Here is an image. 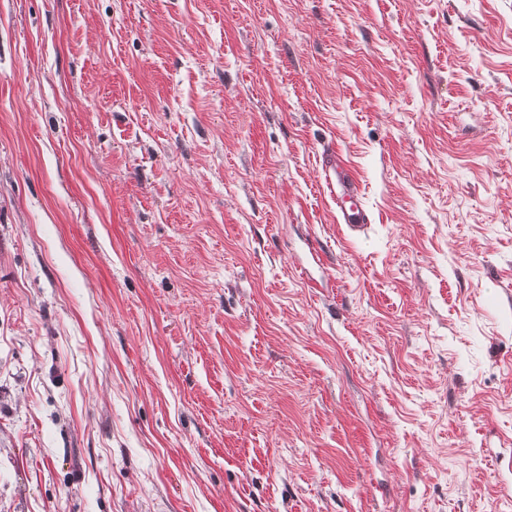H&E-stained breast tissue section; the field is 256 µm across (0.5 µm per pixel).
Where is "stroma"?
Wrapping results in <instances>:
<instances>
[{"mask_svg": "<svg viewBox=\"0 0 512 512\" xmlns=\"http://www.w3.org/2000/svg\"><path fill=\"white\" fill-rule=\"evenodd\" d=\"M0 512H512V0H0ZM323 154L324 176L321 186L324 193L336 203V208L348 229L352 233L363 232L369 226V217L362 205L359 188L348 177L339 176L336 180V154L333 150L324 151Z\"/></svg>", "mask_w": 512, "mask_h": 512, "instance_id": "obj_1", "label": "stroma"}]
</instances>
